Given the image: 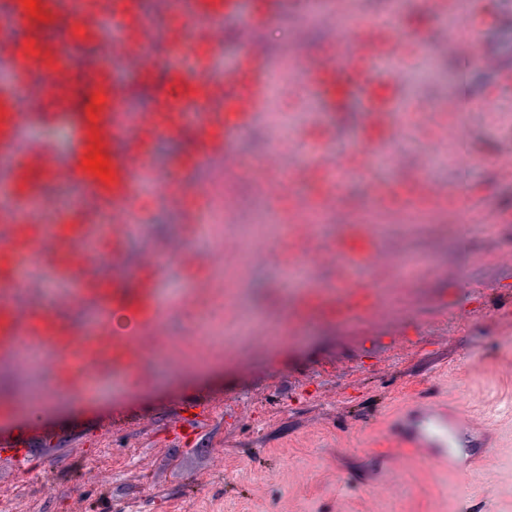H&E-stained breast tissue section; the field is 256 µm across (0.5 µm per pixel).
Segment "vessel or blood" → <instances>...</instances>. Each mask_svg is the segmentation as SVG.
Instances as JSON below:
<instances>
[{
	"label": "vessel or blood",
	"mask_w": 512,
	"mask_h": 512,
	"mask_svg": "<svg viewBox=\"0 0 512 512\" xmlns=\"http://www.w3.org/2000/svg\"><path fill=\"white\" fill-rule=\"evenodd\" d=\"M321 0H260L254 16H247L245 0H157L160 12L197 21L194 35L207 42L213 53L223 51L222 24L250 18L258 24L283 11L313 12ZM435 16L449 19L443 33L445 45L458 46L464 14L461 0H428ZM122 21L138 32L111 51L106 25ZM152 23L146 0H0V66L11 76L0 85V148L9 150L0 168V193L7 195L25 218L43 217L40 232L24 233L21 225L0 222V356L34 346L45 352L59 380V392L94 399L104 383L126 378L142 358L137 339L112 330V314L124 313L145 333H158L169 310L160 287L167 265L152 255L131 265L128 245L138 227L129 204L145 183L157 190L179 191L190 184L181 177L169 184L156 179L152 165L154 135L172 140L189 138L193 157L171 155L170 169L183 173L188 159L203 163L220 155L233 174H246L263 183L273 199L288 202L289 223L298 214L325 213L340 207L343 175L364 174L373 203L384 210H421L456 217L466 203L463 191L453 185L430 184L412 175L397 183L372 175L376 156L372 140L356 137L339 154L319 152L316 164L291 167L286 176L272 178L270 168L246 165L235 147L242 130L255 123L270 88L272 69L261 45H250L226 64L220 78L208 76L202 64L184 63L178 40L168 42L162 66L150 60ZM354 38L358 48L343 57L301 61L305 86L328 113L354 107L364 123L388 134L399 128L397 103L403 86L400 70L387 62L403 43L402 32L369 18L361 19ZM100 54L79 80L76 66L89 50ZM48 77L50 94L36 97L39 110L63 120L70 130L64 158L50 147L33 144L17 149L21 131L35 115L15 106L21 95L33 93L29 80ZM149 86L152 103L146 111L128 109L131 96ZM101 157L102 169L90 168ZM79 189L76 207L64 206L47 185ZM339 245L330 252H314V260L331 255L342 274L336 296L325 308L337 318L364 316L371 304L369 290L391 256L376 243L346 248L349 239L362 238L361 223H338ZM111 262L112 284L100 286L93 270ZM49 275L64 284L62 300L38 307L23 297L31 272ZM85 308L93 316L73 325L67 311ZM395 437L423 449L438 465L469 477L487 447V434L463 410L432 406L418 399L414 408L396 417L390 428ZM31 457L30 440L22 434H0V458L24 466Z\"/></svg>",
	"instance_id": "1"
}]
</instances>
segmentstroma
I'll use <instances>...</instances> for the list:
<instances>
[{
    "label": "stroma",
    "instance_id": "1",
    "mask_svg": "<svg viewBox=\"0 0 512 512\" xmlns=\"http://www.w3.org/2000/svg\"><path fill=\"white\" fill-rule=\"evenodd\" d=\"M357 2L358 15L396 19L404 31L394 65L405 102L424 115L391 140L394 162L377 173L400 181L420 172L468 189L467 263L455 226L374 209L358 173L344 181L342 210L323 215L319 233L300 235L294 250L278 244L281 206L246 175L225 173L220 158L189 173L235 199L211 232L188 228L180 201L144 187L129 260L150 251L168 264L162 349L172 365L157 374L140 363L89 405L0 420V432L26 430L37 441L34 471L0 461V512H512V179L495 164L512 149V0H470L483 21L469 34L488 59L469 65L442 51L444 23L426 0ZM358 15L342 26L328 13H285L254 28L290 82L270 88L261 118L237 138L247 164L275 153L285 168L311 161L318 143L339 153L361 132L360 113L321 117L299 90L295 63L347 53ZM452 94L467 95L473 108L464 147L444 135L441 109ZM352 218L368 220L385 252L418 257L423 268L397 288L393 269H382L365 318L331 317L298 332L302 305L329 293L337 271L319 264L295 284L288 272L305 253L328 250L337 222ZM256 228L267 248L241 267L239 241ZM174 242L196 257L222 244L223 275L170 257ZM194 280L203 288L191 289ZM210 312L222 313L230 336L203 349L194 336ZM0 389L51 399L50 361L22 376L0 360ZM422 391L462 404L490 428L493 446L468 490L382 434L389 415ZM191 403L207 406V420L186 414Z\"/></svg>",
    "mask_w": 512,
    "mask_h": 512
}]
</instances>
